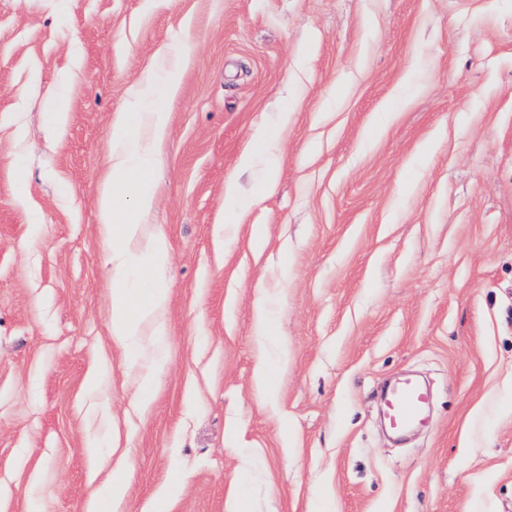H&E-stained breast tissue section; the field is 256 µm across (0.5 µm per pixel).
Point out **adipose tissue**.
I'll list each match as a JSON object with an SVG mask.
<instances>
[{"instance_id": "1", "label": "adipose tissue", "mask_w": 512, "mask_h": 512, "mask_svg": "<svg viewBox=\"0 0 512 512\" xmlns=\"http://www.w3.org/2000/svg\"><path fill=\"white\" fill-rule=\"evenodd\" d=\"M187 63L182 51H166L134 86L128 111L112 125L109 179L99 197L101 234L111 243L112 342L137 368L136 391L147 398L167 363L168 292L159 274L169 261L165 234L151 224L155 195L153 158L164 138L167 106Z\"/></svg>"}]
</instances>
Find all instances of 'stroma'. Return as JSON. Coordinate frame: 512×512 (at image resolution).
Masks as SVG:
<instances>
[{
	"label": "stroma",
	"instance_id": "stroma-1",
	"mask_svg": "<svg viewBox=\"0 0 512 512\" xmlns=\"http://www.w3.org/2000/svg\"><path fill=\"white\" fill-rule=\"evenodd\" d=\"M174 46L143 412L98 201L112 121ZM263 135L260 199L265 159L238 160ZM406 372L432 424L397 444L374 392ZM118 467L119 512L238 487L246 512H512V0H0V512H86Z\"/></svg>",
	"mask_w": 512,
	"mask_h": 512
}]
</instances>
